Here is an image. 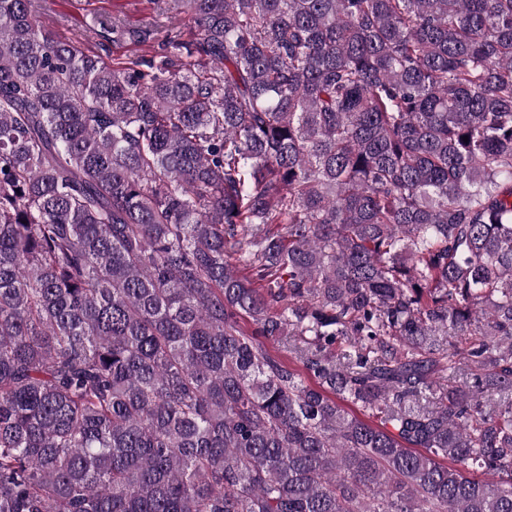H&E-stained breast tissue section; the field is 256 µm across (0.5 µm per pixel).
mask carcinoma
<instances>
[{
  "label": "carcinoma",
  "instance_id": "obj_1",
  "mask_svg": "<svg viewBox=\"0 0 512 512\" xmlns=\"http://www.w3.org/2000/svg\"><path fill=\"white\" fill-rule=\"evenodd\" d=\"M165 2L0 0V512H512V0ZM39 22L53 35L87 54L98 56L109 67L133 55H152L161 48L168 28L178 26L164 13L165 0H33ZM124 28L150 27L158 35L147 43L117 39L112 24Z\"/></svg>",
  "mask_w": 512,
  "mask_h": 512
}]
</instances>
